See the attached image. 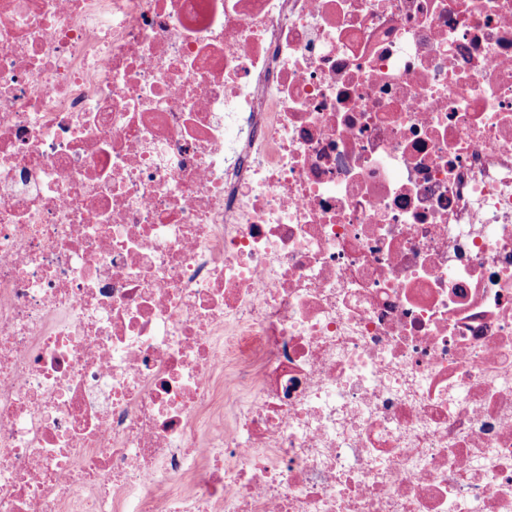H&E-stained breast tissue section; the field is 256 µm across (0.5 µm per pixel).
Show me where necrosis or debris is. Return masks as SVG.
I'll list each match as a JSON object with an SVG mask.
<instances>
[{
	"label": "necrosis or debris",
	"instance_id": "necrosis-or-debris-1",
	"mask_svg": "<svg viewBox=\"0 0 512 512\" xmlns=\"http://www.w3.org/2000/svg\"><path fill=\"white\" fill-rule=\"evenodd\" d=\"M0 512H512V0H0Z\"/></svg>",
	"mask_w": 512,
	"mask_h": 512
}]
</instances>
